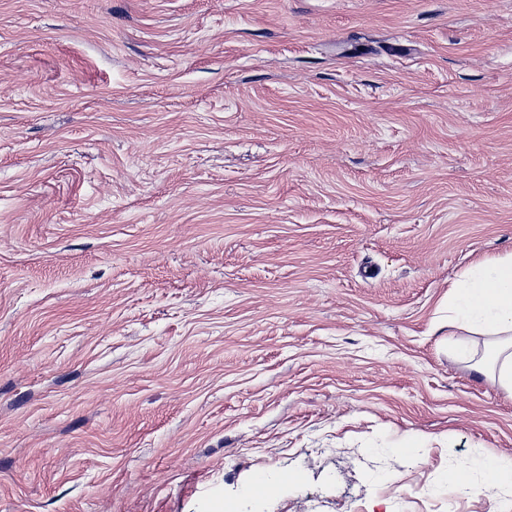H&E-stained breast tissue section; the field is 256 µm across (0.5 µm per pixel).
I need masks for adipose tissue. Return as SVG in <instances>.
Listing matches in <instances>:
<instances>
[{
	"mask_svg": "<svg viewBox=\"0 0 512 512\" xmlns=\"http://www.w3.org/2000/svg\"><path fill=\"white\" fill-rule=\"evenodd\" d=\"M448 325L465 330L462 357H477L490 380L512 393V254L472 266L457 280L448 300ZM483 350L475 352L474 337Z\"/></svg>",
	"mask_w": 512,
	"mask_h": 512,
	"instance_id": "ef3b65f1",
	"label": "adipose tissue"
}]
</instances>
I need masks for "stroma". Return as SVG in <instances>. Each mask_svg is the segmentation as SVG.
I'll return each instance as SVG.
<instances>
[{
  "label": "stroma",
  "mask_w": 512,
  "mask_h": 512,
  "mask_svg": "<svg viewBox=\"0 0 512 512\" xmlns=\"http://www.w3.org/2000/svg\"><path fill=\"white\" fill-rule=\"evenodd\" d=\"M509 254L512 0H0V512H512ZM451 288L448 326L484 337L477 366L512 393V254L475 264Z\"/></svg>",
  "instance_id": "stroma-1"
}]
</instances>
